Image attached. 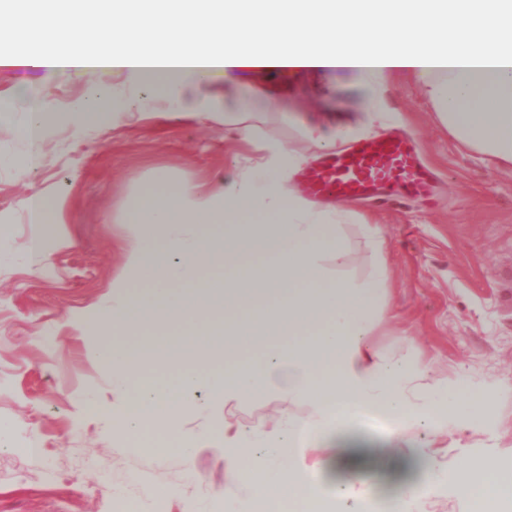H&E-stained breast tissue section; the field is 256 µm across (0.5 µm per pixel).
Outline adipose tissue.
<instances>
[{
    "mask_svg": "<svg viewBox=\"0 0 512 512\" xmlns=\"http://www.w3.org/2000/svg\"><path fill=\"white\" fill-rule=\"evenodd\" d=\"M64 47H40L50 26ZM153 37L135 50L140 31ZM77 68L89 78L112 71L157 80L178 92L191 121L214 108L198 91L216 72L225 85L250 72L345 73L366 109H385L391 77L414 74L462 143L512 165V0H0V67ZM269 92L225 95L224 133L256 137L252 123ZM263 170L243 171L219 189L163 180L147 195L144 222H131L124 271L150 282L143 294L114 292L92 357L112 369V397L125 437L143 423L172 430L196 408L204 389L211 407L268 393L311 409L269 429H244L232 416L214 439L189 435L184 461L198 449L223 452L237 478L236 512L284 488L301 497L311 435L350 422L359 410L387 415L396 427L448 409L466 421L491 402L439 390L419 394L421 372L374 360L368 339L379 313L380 275L361 282L332 278L341 260L335 228L344 211L291 193L299 159L267 146ZM159 344L148 347L144 336ZM371 450L347 439L323 462L348 465L336 487L338 512H365L375 496L358 463ZM496 462L458 466L449 484L465 494L495 492ZM436 472L396 484L386 512H422Z\"/></svg>",
    "mask_w": 512,
    "mask_h": 512,
    "instance_id": "adipose-tissue-1",
    "label": "adipose tissue"
}]
</instances>
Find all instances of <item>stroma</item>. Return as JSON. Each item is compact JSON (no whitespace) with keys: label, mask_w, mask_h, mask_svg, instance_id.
I'll return each mask as SVG.
<instances>
[{"label":"stroma","mask_w":512,"mask_h":512,"mask_svg":"<svg viewBox=\"0 0 512 512\" xmlns=\"http://www.w3.org/2000/svg\"><path fill=\"white\" fill-rule=\"evenodd\" d=\"M48 87L55 116L38 148L15 133L26 125L25 88ZM274 88L261 126L313 166L321 152L303 136L305 123L330 130L359 128L373 138L411 133L437 176L431 200L373 207L343 202L348 213L336 232L347 260L338 277L368 279L386 273L372 338L376 359L418 366L428 384L468 397L492 396L490 414L464 431L434 418L396 431L389 419L371 427L364 419L350 432L389 449L371 464L378 497L391 493L397 469L416 478L429 467L500 464L512 485V168L462 144L441 122L415 77L389 83L390 111H364L362 93L341 74L246 75L235 91ZM113 99L103 125L78 126L71 106L95 93ZM174 93L126 75L97 81L75 70L0 67V512H108L126 475L140 474L172 493L169 512H215L232 506L236 479L222 454L204 450L185 466L178 449L155 455L129 448L112 435V371L87 353L101 331V310L117 285L133 293L147 282L121 280L130 245L128 220L144 210L145 191L161 176L201 189L256 165L262 140L224 138V111L189 122L174 116ZM37 152L26 174L16 163ZM66 200L61 223H47L45 263L28 260L34 226L24 205L31 194ZM376 225L375 235L363 227ZM307 415L302 404L257 397L239 406L243 425H270L282 410ZM42 448L30 457L31 442ZM407 448H427L430 458L404 460ZM206 485L194 490V476Z\"/></svg>","instance_id":"obj_1"}]
</instances>
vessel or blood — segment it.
Returning <instances> with one entry per match:
<instances>
[{
	"label": "vessel or blood",
	"instance_id": "1",
	"mask_svg": "<svg viewBox=\"0 0 512 512\" xmlns=\"http://www.w3.org/2000/svg\"><path fill=\"white\" fill-rule=\"evenodd\" d=\"M436 176L424 163L416 140L396 133L325 153L296 175L301 194L324 200L390 202L429 199Z\"/></svg>",
	"mask_w": 512,
	"mask_h": 512
}]
</instances>
